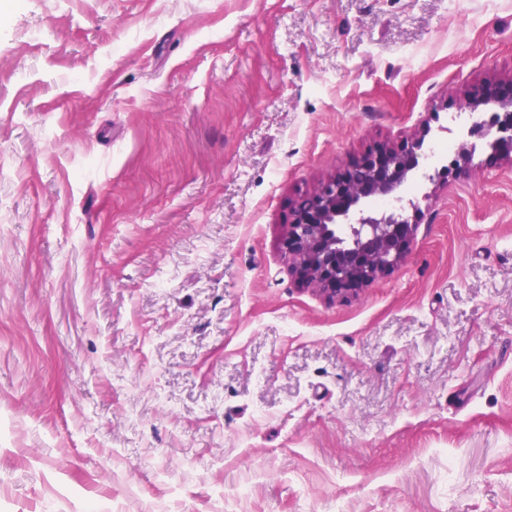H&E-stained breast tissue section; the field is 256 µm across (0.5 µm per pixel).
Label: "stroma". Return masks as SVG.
<instances>
[{"label": "stroma", "instance_id": "obj_1", "mask_svg": "<svg viewBox=\"0 0 512 512\" xmlns=\"http://www.w3.org/2000/svg\"><path fill=\"white\" fill-rule=\"evenodd\" d=\"M511 77L512 0H0V512H512V165L348 299L280 248Z\"/></svg>", "mask_w": 512, "mask_h": 512}]
</instances>
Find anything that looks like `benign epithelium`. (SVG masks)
I'll list each match as a JSON object with an SVG mask.
<instances>
[{
	"mask_svg": "<svg viewBox=\"0 0 512 512\" xmlns=\"http://www.w3.org/2000/svg\"><path fill=\"white\" fill-rule=\"evenodd\" d=\"M484 106L496 112L493 125L467 136L491 138L495 153L512 163V93L476 90L467 107ZM423 140L416 139L386 152L370 154L358 168L369 173L359 181L346 173L322 183L302 196L292 207L281 240L284 255L295 264L302 284L330 298H346L358 287L386 274L407 254L416 231L403 212L416 209L413 201L400 195L409 172L418 167L417 152ZM473 142L458 150L455 171L467 170ZM394 201L391 209H378L373 198Z\"/></svg>",
	"mask_w": 512,
	"mask_h": 512,
	"instance_id": "1",
	"label": "benign epithelium"
}]
</instances>
